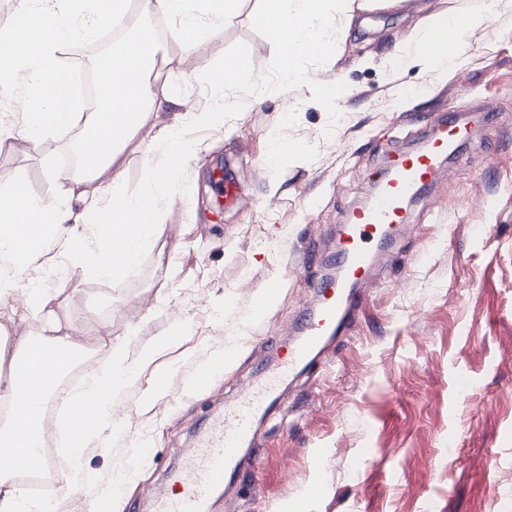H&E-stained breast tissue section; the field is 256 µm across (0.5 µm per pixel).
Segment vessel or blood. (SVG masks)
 I'll return each instance as SVG.
<instances>
[{"instance_id":"obj_1","label":"vessel or blood","mask_w":512,"mask_h":512,"mask_svg":"<svg viewBox=\"0 0 512 512\" xmlns=\"http://www.w3.org/2000/svg\"><path fill=\"white\" fill-rule=\"evenodd\" d=\"M469 136V128L459 124L455 114H448L435 124L423 147L395 150L384 167L373 173L375 194L369 204L353 208L346 224L339 226L332 257L337 273L316 284L320 304L299 316L295 328L299 341L284 349L281 370L207 423L197 448L175 477L179 495L159 499L155 512H205L214 488L238 476V451L252 441L257 418L276 404L288 377L311 355L325 354L329 337L341 336L355 319L368 298L376 253L389 249L409 226L412 201L444 177L445 159L455 155ZM212 180L225 208H233L239 198L236 182L219 169ZM60 471L59 460L43 448L24 475L55 476Z\"/></svg>"}]
</instances>
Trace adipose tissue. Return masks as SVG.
<instances>
[{"mask_svg":"<svg viewBox=\"0 0 512 512\" xmlns=\"http://www.w3.org/2000/svg\"><path fill=\"white\" fill-rule=\"evenodd\" d=\"M242 0H138L143 16L177 19L174 36L185 51H192L204 37L216 35L234 23ZM327 0H259V16L267 20L266 31L279 49V73L282 86L306 81L297 67L300 56L311 55L313 44H323L324 54H331L333 40L328 37L331 15ZM449 15L435 16L422 28L415 29L402 57L409 63L423 64L426 70H437L441 62L426 43L427 37L448 24ZM146 27H139L124 39L112 53L96 63L99 107L89 113L85 122L87 137L85 159L73 176L75 186L88 182L105 183L104 192L88 208L92 233L68 226L71 215L65 198L51 196L37 199L18 186L0 194V306L8 321L41 316L43 326L38 336H19L14 341L13 366L0 371V403H26L27 413H12L5 428L0 429V512H57L56 501L29 500L13 476L24 469L39 446L41 424L38 409L50 398L64 396L66 405L92 400L93 413L89 430L121 429L114 401L124 388L137 378L143 356L130 355L123 341L108 340L101 362L88 368L85 387L76 393L62 395L58 382L24 389L23 377L47 378L49 373L65 375L69 366L61 361V352H76V321L60 324L53 308L49 289L35 286L27 277L32 269L63 270L64 274H90L112 280L132 270L139 255L154 236L160 224V212L153 199L132 197L119 192L123 173L114 163L128 147L139 129L149 128L152 137L143 147L144 153L157 155L159 162L151 169L156 188L167 187L190 150L183 141L177 124L185 120L207 126L223 118L229 106L223 96L229 87L249 82L253 73L242 57L231 55L224 64L204 71V80L219 97L199 112L178 113L179 97L167 87L158 85L149 68L155 64L161 46L149 40ZM233 69V82H225V69ZM173 110L172 121L161 119L162 110ZM137 112L136 126L127 128L122 115Z\"/></svg>","mask_w":512,"mask_h":512,"instance_id":"ef3b65f1","label":"adipose tissue"}]
</instances>
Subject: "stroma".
I'll return each mask as SVG.
<instances>
[{
  "label": "stroma",
  "mask_w": 512,
  "mask_h": 512,
  "mask_svg": "<svg viewBox=\"0 0 512 512\" xmlns=\"http://www.w3.org/2000/svg\"><path fill=\"white\" fill-rule=\"evenodd\" d=\"M244 0L236 22L192 54L164 34L158 72L186 111L214 92L202 73L245 56L253 82L229 93L223 122L188 127L198 147L157 197L162 227L126 276L52 282L60 317L78 320L83 348L105 333L150 360L118 397L121 432L88 439L93 480L58 512H82L110 493L129 446L150 461L127 483L115 512H155L165 472L181 463L205 421L259 381L314 301V281L336 227L373 192L369 175L385 146L419 148L443 115L496 112L475 128L452 175L411 205L412 224L378 259L368 303L333 364L317 362L285 387L255 426L241 481L211 495L207 512H512V0H371L326 58L300 57L309 77L337 83L326 97L307 84L283 88L278 49ZM488 14L458 65L432 77L402 62L416 23L445 11ZM296 148L279 164L276 134ZM74 130L32 149L0 138V192L24 180L36 198L65 194L50 170L70 157ZM120 190L148 194L149 164L136 145L120 155ZM240 188L213 222L214 168ZM303 257L301 268L290 267ZM280 280L263 312L255 300ZM224 365L208 388L198 368ZM169 380L155 393L156 376ZM496 508H489L490 497Z\"/></svg>",
  "instance_id": "1"
}]
</instances>
